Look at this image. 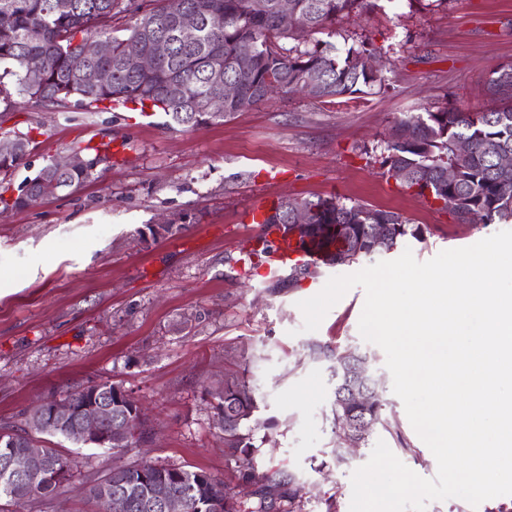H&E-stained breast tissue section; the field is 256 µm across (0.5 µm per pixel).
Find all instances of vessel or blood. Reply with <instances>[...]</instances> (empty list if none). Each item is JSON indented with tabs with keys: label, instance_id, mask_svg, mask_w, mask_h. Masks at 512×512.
<instances>
[{
	"label": "vessel or blood",
	"instance_id": "1",
	"mask_svg": "<svg viewBox=\"0 0 512 512\" xmlns=\"http://www.w3.org/2000/svg\"><path fill=\"white\" fill-rule=\"evenodd\" d=\"M245 221L259 227L257 237L246 247L255 276L274 279L293 263L323 264L322 253L298 247L282 226L266 223L261 209L249 210Z\"/></svg>",
	"mask_w": 512,
	"mask_h": 512
}]
</instances>
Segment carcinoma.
Returning a JSON list of instances; mask_svg holds the SVG:
<instances>
[{"label": "carcinoma", "instance_id": "carcinoma-1", "mask_svg": "<svg viewBox=\"0 0 512 512\" xmlns=\"http://www.w3.org/2000/svg\"><path fill=\"white\" fill-rule=\"evenodd\" d=\"M60 0H0V64H11L15 77L14 90L0 80V99L8 102L12 93L41 103L63 104L71 99L87 108L108 102H149L153 108L170 116L185 128L217 123L244 108L267 101L275 93H301L324 103H340L342 99L363 92L385 77L370 67L371 50L349 49L339 58L321 47L300 40L303 34H316L332 28L336 20L351 14L360 15L374 6V0H293L296 26L281 27L276 10L277 0H181L185 14L198 17L193 40L181 35L180 16L169 10V0H150L134 23L112 28V21L132 10L124 0H67L61 10ZM104 39L109 52L99 57L82 54L74 44L76 35ZM162 39L168 52L158 58L152 69L143 71L128 65L127 46L131 42L150 45ZM253 46L251 65L243 70L236 66L237 53L243 45ZM31 56L43 57L46 67L38 74L28 72L25 61ZM105 70L111 74L106 84H90L84 75L89 70ZM240 88L232 101L224 100V82ZM180 95H169L171 86ZM496 106L484 112H465L448 107L423 115L402 119L392 130L381 158L384 174L395 168L408 170L409 178L395 182L414 196L430 204L443 201L441 208L450 211L457 222L466 223L465 214L473 212L486 224L512 221V169L499 166V156L512 153V64L494 69L485 83ZM10 139L18 146L10 156L0 155V173L16 169L31 153L35 138L32 131H16ZM464 139L470 144L467 155L457 158L452 144ZM100 156L87 158V165L59 172L49 162L25 180L15 197L0 193V212L26 208L41 197L58 194L75 185L97 179ZM449 162L456 166L454 183L443 184L438 169ZM310 214L315 231L300 237L296 245L314 248L326 255L341 249L344 239L339 231L324 232L327 214L333 223L348 224L356 239L357 251L350 254L353 263L368 256L369 225H392L391 244L378 249L388 252L409 235L422 239L419 226L401 214L362 205L347 206L334 198L315 196L298 203ZM55 396L39 401L24 413L20 426H3V431L29 427L34 438L45 435L68 439L63 428L40 429L35 424L37 412L49 406ZM386 404L359 408L340 406L331 410L334 425L339 419L366 417L386 426ZM218 417L225 422L224 447L230 449L227 478L222 481L203 470L180 468L175 490L188 501V512H207L208 501L224 502L223 512H308L306 493L298 487L286 489L277 506L266 501L256 490L242 500L232 492L231 484L244 470H252L259 451L254 444L253 427L260 425L255 392L241 374L225 380L224 391L215 405ZM154 469L148 462L115 466L106 474L92 478L84 486L85 498L97 503L106 488L114 491L130 489L143 499L147 488L141 481L139 467ZM60 489L40 478L10 480L0 474V512H21L25 506L47 498Z\"/></svg>", "mask_w": 512, "mask_h": 512}]
</instances>
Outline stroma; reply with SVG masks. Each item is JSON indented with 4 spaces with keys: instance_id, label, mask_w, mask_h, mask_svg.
I'll return each mask as SVG.
<instances>
[{
    "instance_id": "35a3bbf8",
    "label": "stroma",
    "mask_w": 512,
    "mask_h": 512,
    "mask_svg": "<svg viewBox=\"0 0 512 512\" xmlns=\"http://www.w3.org/2000/svg\"><path fill=\"white\" fill-rule=\"evenodd\" d=\"M378 3L325 37L340 56L365 40L379 53L385 84L344 103L282 94L192 129L121 106L91 111L19 95L0 104V135L39 130L5 180L10 194L50 159L86 144L122 140L130 152L125 161L100 162L95 181L0 213V424H20L22 410L44 396L110 381L139 401L153 430L139 450L62 441L69 480L32 512H95L82 493L86 482L135 460L224 478L214 391L225 374L243 370L263 398L261 418L275 421L256 431L266 439L257 470L302 473L317 496L314 512H325L328 498L336 512H350L351 476L380 440L412 471L435 477L436 460L392 390L383 350L359 333L364 289L352 287L318 330L302 329L299 301L370 259L276 288L249 277L240 261L241 243L258 234L241 215L268 198L332 196L401 213L423 237L403 238L392 260L408 248L424 262L499 232L496 224L456 223L383 175L378 159L407 115L491 108L482 88L493 69L512 64V0ZM170 219L179 233L141 237L147 225ZM316 343L370 357L391 422L340 466L322 460L336 430L330 362L312 357Z\"/></svg>"
}]
</instances>
